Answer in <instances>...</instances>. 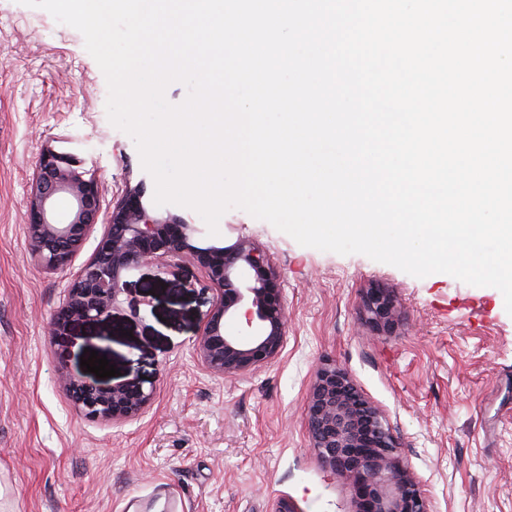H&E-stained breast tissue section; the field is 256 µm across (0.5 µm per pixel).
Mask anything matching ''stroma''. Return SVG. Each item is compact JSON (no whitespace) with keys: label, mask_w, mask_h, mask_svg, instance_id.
Listing matches in <instances>:
<instances>
[{"label":"stroma","mask_w":512,"mask_h":512,"mask_svg":"<svg viewBox=\"0 0 512 512\" xmlns=\"http://www.w3.org/2000/svg\"><path fill=\"white\" fill-rule=\"evenodd\" d=\"M105 77L76 29L0 0V512H358L351 479L311 447L305 404L319 368L347 372L386 416L430 512H512V316L501 292L450 275L423 278L362 254L303 247L232 209L196 244L255 241L288 311L280 355L217 376L194 342L213 292L203 269L143 263L100 321L48 326L104 227L63 270L30 250V185L46 147L99 179L110 214L124 181L153 186L133 139L106 112ZM397 298L390 335L365 324L368 289ZM106 351L122 379L154 390L137 417L92 422L56 382L85 350Z\"/></svg>","instance_id":"35a3bbf8"}]
</instances>
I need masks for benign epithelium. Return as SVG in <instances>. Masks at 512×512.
<instances>
[{"label": "benign epithelium", "mask_w": 512, "mask_h": 512, "mask_svg": "<svg viewBox=\"0 0 512 512\" xmlns=\"http://www.w3.org/2000/svg\"><path fill=\"white\" fill-rule=\"evenodd\" d=\"M145 183L126 184L112 207L93 257L75 277L51 322L49 334L76 322L97 321L119 303L127 274L144 262L164 268L191 260L205 271L216 300L203 317L196 352L210 372L241 375L272 362L283 348L288 327L285 302L267 256L249 238L230 246L199 247L203 229L181 217H164L143 202ZM69 197L63 218L59 201ZM101 212L96 176L49 147L39 159L30 187L29 232L32 253L46 267H66L83 247ZM366 322L378 331L395 325L394 296L371 288L364 301ZM228 320L240 325L225 330ZM59 381L76 412L98 422L139 415L152 392L129 382H99L63 371ZM310 442L323 464L353 480L359 512H429L427 502L398 452L380 411L349 375L334 366L318 370L306 407Z\"/></svg>", "instance_id": "1"}]
</instances>
